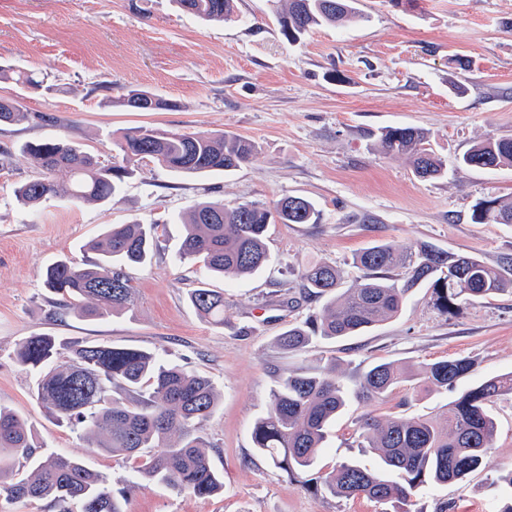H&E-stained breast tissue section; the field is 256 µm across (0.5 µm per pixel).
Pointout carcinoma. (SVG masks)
Listing matches in <instances>:
<instances>
[{
	"instance_id": "obj_1",
	"label": "carcinoma",
	"mask_w": 512,
	"mask_h": 512,
	"mask_svg": "<svg viewBox=\"0 0 512 512\" xmlns=\"http://www.w3.org/2000/svg\"><path fill=\"white\" fill-rule=\"evenodd\" d=\"M184 11L205 21H222L234 12V0H175ZM281 18L283 35L297 40L310 29L359 16L355 0H286ZM38 89L31 73L0 65V79ZM130 112H153L165 106L154 94L131 91L115 101ZM55 118L42 112H23L10 98H0V125ZM379 143L388 155L405 158L422 179L442 177L445 164L428 144V133L412 126L383 129ZM122 162L100 163L76 144L57 138L29 143L25 152L36 169L15 189L16 197L31 209L47 197L77 202L114 200L117 184L133 174L135 163L149 159L184 176L231 172L257 152L256 144L228 133H166L139 127L115 142ZM465 168L485 170L512 167V138H486L473 144L459 159ZM67 172L69 179H57ZM319 217L313 202L286 196L271 206L259 203L227 205L205 201L195 205L184 224L187 234L181 258L200 263L223 278L250 275L267 261L266 241L272 224H313ZM476 224H512V201L487 199L475 205ZM160 223L111 224L88 249L98 259L75 265L64 259L48 266L46 290L59 297L60 312L69 310L88 319L122 315L135 303L129 269L146 262ZM359 270L352 284L336 266L308 263L301 279L310 294L326 297L322 314L288 326L277 338L286 352L303 351L318 339L357 336L395 317L407 294L419 287L432 290L434 307L452 316L464 303L512 293V258L489 266L479 258L423 244L417 252L378 243L354 256ZM402 269L403 276L392 272ZM190 302L206 320L224 324V293L196 288ZM70 360L55 364L59 350ZM23 367L38 371L34 397L59 423L67 424L94 448L122 455L136 464V472L151 483L178 493L210 497L224 490V474L211 463L203 423L215 411L219 396L206 377L164 363L148 350L112 344L76 341L63 343L54 336L34 334L17 349ZM465 358L421 364L416 368L377 363L363 374L357 397L381 400L395 387L422 383L437 391L453 389L471 370ZM119 396L112 397V390ZM512 394V372L493 376L464 391L448 405L442 420L431 417L369 414L360 425L358 447L376 455L382 469L370 470L354 460L342 462L323 479L337 497L363 496L380 503L401 500L428 484L461 481L483 464L492 447L496 422L491 403ZM350 391L336 377V360L318 373L283 371L270 398L266 416L251 432L255 451L271 465L295 478L313 468L328 431L349 400ZM28 475L19 478L16 464ZM405 476L391 481L386 473ZM12 482H7V479ZM11 499L48 500L57 512H125V488H113L107 479L61 454L36 453L32 431L18 414L0 408V491Z\"/></svg>"
}]
</instances>
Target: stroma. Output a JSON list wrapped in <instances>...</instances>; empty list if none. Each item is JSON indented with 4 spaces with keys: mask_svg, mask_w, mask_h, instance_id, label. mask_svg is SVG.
Masks as SVG:
<instances>
[{
    "mask_svg": "<svg viewBox=\"0 0 512 512\" xmlns=\"http://www.w3.org/2000/svg\"><path fill=\"white\" fill-rule=\"evenodd\" d=\"M360 19L284 38L280 0H236L224 22L205 23L175 0H0V64L26 68L50 91L0 81V97L53 122L0 125V407L24 418L44 452L80 460L109 480L125 478L126 512H493L512 470V395L491 409L497 433L481 468L462 481L429 485L410 499L379 504L341 498L323 477L351 459L361 417H436L461 390L512 371V294L462 305L442 315L420 288L393 319L358 336L322 340L308 352L276 345L288 324L320 312L299 272L309 261L341 268L352 282L354 255L385 242L407 251L431 244L498 265L512 257V224H476L474 204L512 199V167L482 171L457 159L475 142L512 138V0H356ZM145 89L167 101L155 112H126L114 102ZM139 126L170 133L224 131L251 139L256 156L231 174L180 177L140 161L111 204L67 205L46 199L38 214L14 190L32 168L25 144L67 137L101 163L118 161L115 137ZM388 126L429 132L447 165L444 178L422 180L376 138ZM286 195L311 199L315 224H277L268 261L231 280L180 260L182 214L202 200L273 205ZM164 223L150 260L132 268L133 311L103 320L56 315L43 286L47 265L94 260L88 240L107 225ZM208 287L224 294V322L200 317L189 295ZM35 333L67 341H107L159 353L212 380L221 394L205 424L223 494L197 497L144 484L130 460L89 447L57 424L33 390L36 371L20 366L18 344ZM469 358L456 389L401 386L383 401L350 399L329 430L308 480L293 479L257 454L250 434L269 410L280 370L313 372L336 359L347 384L375 363L415 367Z\"/></svg>",
    "mask_w": 512,
    "mask_h": 512,
    "instance_id": "1",
    "label": "stroma"
}]
</instances>
